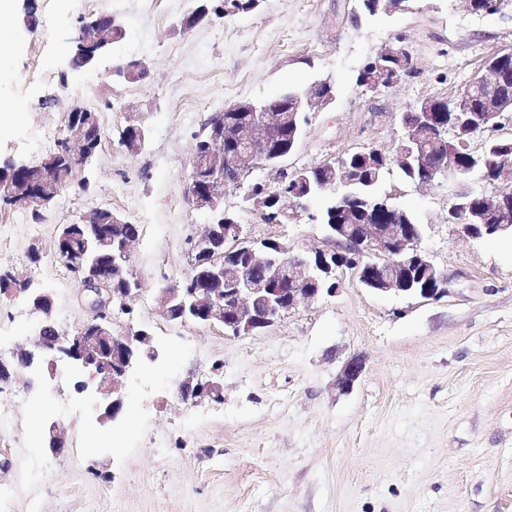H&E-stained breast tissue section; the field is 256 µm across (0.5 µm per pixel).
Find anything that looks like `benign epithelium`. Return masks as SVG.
<instances>
[{
  "mask_svg": "<svg viewBox=\"0 0 512 512\" xmlns=\"http://www.w3.org/2000/svg\"><path fill=\"white\" fill-rule=\"evenodd\" d=\"M124 29L110 13H100L80 21L72 37L75 51L70 60L73 70L96 66L106 55L112 43L122 37ZM512 51L489 58L484 73L474 77L457 98L442 112L428 104L413 106L400 114L405 135L394 152L371 149V154L382 164H393L408 156L420 169L422 177L417 185L431 184L438 176L452 174L467 179L479 164L480 155L472 152L465 165L457 163V155L445 152L431 156L426 141L448 139L463 148L469 141L456 132V117L471 116L470 134L486 129H499L512 122V92L508 83L512 75L503 71ZM411 64L409 53L402 47H387L368 60L370 75L365 91L376 96L397 84L408 72ZM335 99L333 85L316 81L302 90L293 110L281 106V97L260 102H237L224 107L208 121L207 134L194 152L190 182V201L193 207L207 216V223L193 238L191 250L204 258L205 275L190 288L176 284L160 290L159 299L163 314L175 308L184 318L201 317L206 324H221L233 333H251L269 327L298 306L312 302L323 294L336 290V271L347 268L359 275L362 284L378 294H394L437 300L448 294V270L436 265L420 249L419 225L402 223L404 210L383 203L391 214L389 224H357L347 206L348 194L344 186L353 182L352 172L340 157L327 161L307 171L297 173L285 198L288 203L280 211L288 218L300 209L309 212L308 203L323 199L334 202L332 213L340 214L342 223L325 225L326 249L294 253L290 248L272 239L249 240L243 236L239 224L224 223V211L219 205L230 186L234 172L251 171L260 166H274L300 143L309 123V112L320 111ZM70 111L84 113L83 120L68 124L64 153L75 164L74 174L84 171L96 152L92 141L97 118L88 109L76 104ZM291 128L294 139L284 144L281 133ZM126 129L132 131L135 142L129 151L139 153L149 143V133L131 121ZM29 168L24 162L11 161L0 168V200L13 203L33 212L48 207L63 190L71 186L65 176L50 173L33 187L21 186L13 174ZM512 180V155H502L498 166L487 176V184ZM512 210V192L481 191L478 196L471 191L456 194L448 207V223L460 227L468 237L479 238L481 233L512 234L507 224H493L491 219ZM103 223L102 210L94 208L81 217L83 231V263L80 278L81 293L89 298L92 316L77 333H63L49 343L42 335L31 340L32 349L21 352L19 365L31 368L44 362L53 365L67 361L86 371L97 382L96 390L112 396L105 406L104 415L116 418L123 408L121 389L123 381L133 366L147 357L157 358L151 346V337L143 332L126 336L117 332L108 312L116 304L126 305V300L140 291V280L128 288L121 298H116L112 281L125 280L130 270V250L133 241L114 242L100 233ZM266 271L268 278L287 284L273 288L258 282L251 268ZM26 295L41 310L46 321H52V309L47 295L32 292L30 285L17 290ZM364 370L360 359L354 357L343 366L336 379L341 392L351 390ZM181 401L189 407L220 391L218 382L189 377L178 386Z\"/></svg>",
  "mask_w": 512,
  "mask_h": 512,
  "instance_id": "1",
  "label": "benign epithelium"
}]
</instances>
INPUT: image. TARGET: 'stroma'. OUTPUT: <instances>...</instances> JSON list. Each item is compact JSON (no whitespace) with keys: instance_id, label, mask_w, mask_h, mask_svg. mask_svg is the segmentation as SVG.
<instances>
[{"instance_id":"1","label":"stroma","mask_w":512,"mask_h":512,"mask_svg":"<svg viewBox=\"0 0 512 512\" xmlns=\"http://www.w3.org/2000/svg\"><path fill=\"white\" fill-rule=\"evenodd\" d=\"M190 0H120L112 9L123 38L97 69L69 66L71 38L86 0H12L0 27L15 39L0 55V101L20 114L0 130V165L39 164V137L64 138L61 116L73 103L98 115L104 137L85 172L32 219L0 201V269L46 292L59 331L89 317L86 299L53 243L60 225L109 208L139 225L130 268L141 290L130 312L113 309L122 333L147 331L158 357L130 372L123 409L103 419L95 388L78 392L81 373L61 363L37 375L16 354L43 322L23 296H0V360L14 365L0 382V485L16 489L13 512H512V239H473L447 221L462 186L442 175L418 186L384 173L378 191L413 214L420 246L451 284L437 300L379 295L351 270L335 295L301 305L261 332L228 336L221 325L174 323L159 312L158 290L189 266L188 239L205 217L188 198L195 136L224 106L261 101L327 79L331 107L311 113L285 160L287 170L347 154L392 150L399 116L419 100H452L488 58L512 50V0L475 13L462 0H403L390 14L353 24L359 0H261L258 9L187 25ZM402 44L412 68L370 98L356 78L365 61ZM144 60L145 78L117 69ZM147 128L148 149L132 154L119 137L128 119ZM224 208L254 239L297 251L324 247L308 215L269 224L240 189ZM364 371L351 391L336 387L346 361ZM220 368L223 398L196 410L171 388ZM29 397L13 405L16 386ZM58 424L70 463L47 447ZM184 432L167 450L154 435Z\"/></svg>"}]
</instances>
